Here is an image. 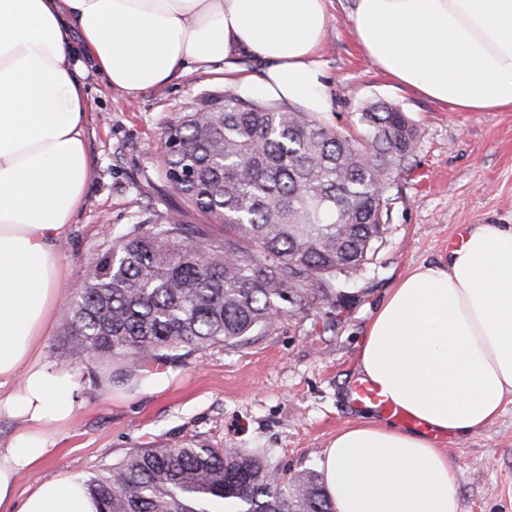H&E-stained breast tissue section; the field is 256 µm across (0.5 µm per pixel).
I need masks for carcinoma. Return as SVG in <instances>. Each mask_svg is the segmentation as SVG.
Listing matches in <instances>:
<instances>
[{"label":"carcinoma","instance_id":"1","mask_svg":"<svg viewBox=\"0 0 512 512\" xmlns=\"http://www.w3.org/2000/svg\"><path fill=\"white\" fill-rule=\"evenodd\" d=\"M359 131L227 93L161 134L157 177L207 219L152 212L112 230L65 304L71 361L176 363L238 343L358 277L387 233L389 192L420 128L400 107L363 108ZM224 234L217 238L211 226ZM100 512H334L319 474L286 477L264 448H134L79 479Z\"/></svg>","mask_w":512,"mask_h":512}]
</instances>
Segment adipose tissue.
Returning a JSON list of instances; mask_svg holds the SVG:
<instances>
[{"label": "adipose tissue", "mask_w": 512, "mask_h": 512, "mask_svg": "<svg viewBox=\"0 0 512 512\" xmlns=\"http://www.w3.org/2000/svg\"><path fill=\"white\" fill-rule=\"evenodd\" d=\"M351 17L397 84L458 112L512 110V0H353ZM328 25L327 0H0V417L19 426L0 447V512L99 510L69 476L17 494L79 390L46 339L66 281L58 245L91 170L87 68L130 95L220 62L228 87L325 114ZM357 364L419 426L367 414L337 432L321 462L335 512H462L438 440L479 432L512 396V224L468 225L447 261L409 270Z\"/></svg>", "instance_id": "1"}]
</instances>
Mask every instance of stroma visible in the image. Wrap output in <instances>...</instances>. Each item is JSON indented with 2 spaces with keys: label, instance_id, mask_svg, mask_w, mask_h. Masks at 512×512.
I'll list each match as a JSON object with an SVG mask.
<instances>
[{
  "label": "stroma",
  "instance_id": "35a3bbf8",
  "mask_svg": "<svg viewBox=\"0 0 512 512\" xmlns=\"http://www.w3.org/2000/svg\"><path fill=\"white\" fill-rule=\"evenodd\" d=\"M352 0H331L319 51L334 126L356 125L371 102L399 105L418 122L412 169L398 182L391 222L371 263L349 285L344 307L314 299L271 328L235 345L216 344L184 365H142L135 390L108 387L112 362L77 371L79 401L54 438L56 453L38 476L81 477L122 459L135 447L175 448L195 440L227 448H264L281 472L320 467L336 433L362 415L350 405L358 383L357 352L367 324L409 269L446 261L468 224H512V111L456 112L403 88L359 49ZM89 90L86 146L92 171L84 202L62 239L68 285L76 287L112 226L145 210L199 212L168 196L156 176L160 135L181 112L225 93L224 65L178 73L159 87L122 95L95 72ZM458 471L463 512H512V402L498 420L464 440L441 442Z\"/></svg>",
  "mask_w": 512,
  "mask_h": 512
}]
</instances>
